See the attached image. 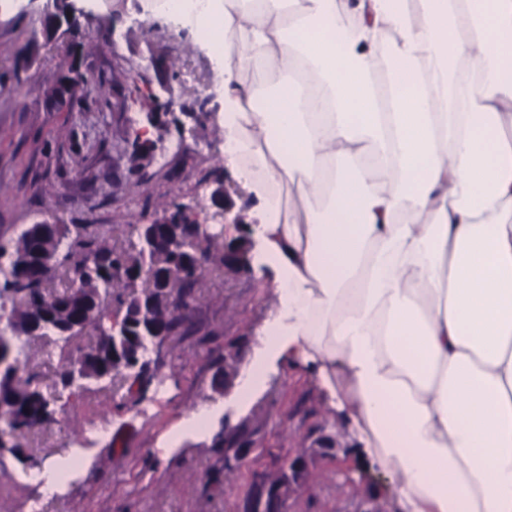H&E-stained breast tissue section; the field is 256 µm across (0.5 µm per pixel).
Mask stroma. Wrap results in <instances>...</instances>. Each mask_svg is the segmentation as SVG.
I'll use <instances>...</instances> for the list:
<instances>
[{"label": "stroma", "mask_w": 512, "mask_h": 512, "mask_svg": "<svg viewBox=\"0 0 512 512\" xmlns=\"http://www.w3.org/2000/svg\"><path fill=\"white\" fill-rule=\"evenodd\" d=\"M90 11V46L84 67L111 72L127 61L120 85L105 84L107 99L124 96L121 111L49 112L43 89L55 79L62 57L42 50L9 96L0 95V241L16 240L26 225L43 220L90 224L107 244L112 228L151 220L171 199L190 205L203 224L224 218L211 201L205 176L209 159L224 149L223 107L213 84L223 77L206 43H190L170 27L146 25L162 0H77ZM43 0H0V74H11L30 39ZM168 53L172 67L158 71L151 58ZM169 80L178 124L160 147L164 162L145 173L148 189L120 154L127 136L146 125L140 89ZM192 331L169 341L171 352L153 370L140 399L127 400L122 376L89 384L53 422L22 438L24 459L0 449V512H238L253 471L271 470L277 457L307 448L337 449V458L311 465L307 489L291 512H402L389 476L361 468L351 431H337L320 408L312 376L275 364L264 386L237 405L241 378L257 355L258 336L272 310L273 291L256 285V273L228 277L206 273ZM230 376L213 384L219 366ZM213 410L209 429L186 433L184 420ZM223 433L250 454L233 482H214L223 459L214 446ZM79 454L77 476L51 496L30 479L46 460Z\"/></svg>", "instance_id": "35a3bbf8"}]
</instances>
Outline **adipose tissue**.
<instances>
[{
	"mask_svg": "<svg viewBox=\"0 0 512 512\" xmlns=\"http://www.w3.org/2000/svg\"><path fill=\"white\" fill-rule=\"evenodd\" d=\"M277 305L405 512H512V0H207Z\"/></svg>",
	"mask_w": 512,
	"mask_h": 512,
	"instance_id": "adipose-tissue-1",
	"label": "adipose tissue"
}]
</instances>
